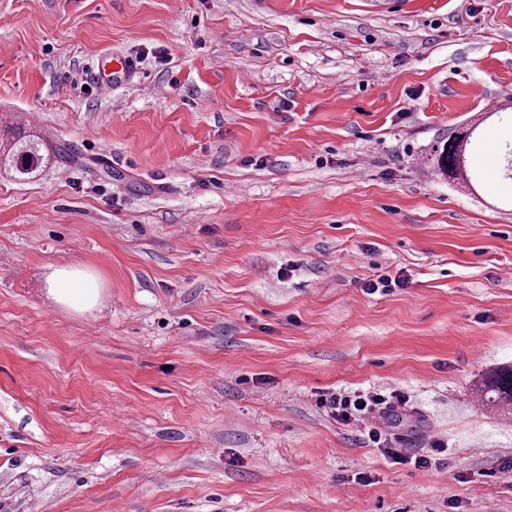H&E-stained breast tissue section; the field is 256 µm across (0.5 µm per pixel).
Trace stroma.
Here are the masks:
<instances>
[{
	"instance_id": "1",
	"label": "stroma",
	"mask_w": 512,
	"mask_h": 512,
	"mask_svg": "<svg viewBox=\"0 0 512 512\" xmlns=\"http://www.w3.org/2000/svg\"><path fill=\"white\" fill-rule=\"evenodd\" d=\"M113 55L141 76L105 94ZM471 124L469 186L435 150ZM20 131L48 160L0 169V512H512L477 390L512 366V0H0ZM394 389L431 470L318 403ZM87 277L82 270L75 267L57 268L49 280V288L64 305L89 307L95 299L96 288L89 287V282L85 279Z\"/></svg>"
}]
</instances>
